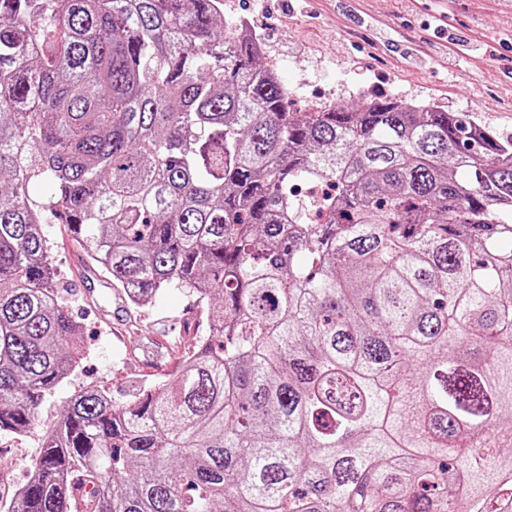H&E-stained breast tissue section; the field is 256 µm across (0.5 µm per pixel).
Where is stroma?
Instances as JSON below:
<instances>
[{
    "label": "stroma",
    "mask_w": 512,
    "mask_h": 512,
    "mask_svg": "<svg viewBox=\"0 0 512 512\" xmlns=\"http://www.w3.org/2000/svg\"><path fill=\"white\" fill-rule=\"evenodd\" d=\"M224 17L253 23L291 111L381 93L468 113L512 137V0H224ZM44 234L67 304L91 337L82 365L40 405L46 427L80 386H106L123 403L160 380L191 346L185 329L201 317L187 290L177 288L130 307L108 278L84 276L85 247L64 225H45ZM5 447L0 494L27 482L39 451L32 435H1Z\"/></svg>",
    "instance_id": "stroma-1"
}]
</instances>
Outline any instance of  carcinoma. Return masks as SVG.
Returning a JSON list of instances; mask_svg holds the SVG:
<instances>
[{
	"instance_id": "obj_1",
	"label": "carcinoma",
	"mask_w": 512,
	"mask_h": 512,
	"mask_svg": "<svg viewBox=\"0 0 512 512\" xmlns=\"http://www.w3.org/2000/svg\"><path fill=\"white\" fill-rule=\"evenodd\" d=\"M241 26L0 0V434L39 448L0 512H512V138L385 95L292 112ZM45 224L138 307L188 290L205 335L39 431L87 353Z\"/></svg>"
}]
</instances>
